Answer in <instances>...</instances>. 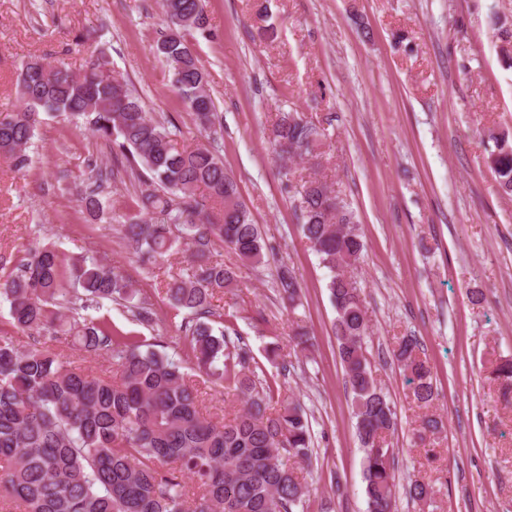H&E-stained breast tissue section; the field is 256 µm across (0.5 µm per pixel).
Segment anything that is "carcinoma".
Masks as SVG:
<instances>
[{
    "mask_svg": "<svg viewBox=\"0 0 512 512\" xmlns=\"http://www.w3.org/2000/svg\"><path fill=\"white\" fill-rule=\"evenodd\" d=\"M166 30L153 53L172 75L187 111L206 137L223 139L204 66L185 32L209 33L203 0H161ZM20 107L0 114V157L22 171L43 114L80 118L109 143L112 166L88 163V185L80 198L100 210V193L123 168L141 183L145 217L122 225L124 238L142 261L155 264L183 243L191 249L189 269L166 283V300L194 353L192 370L227 384L241 404L216 423L198 406L196 380L180 361L139 341H119L105 320L84 317L105 301L130 302L134 290L115 267L94 260L67 262L45 245L22 260L0 282L13 324L25 332L45 326L71 337L88 352L105 351L116 365L107 380L78 370L50 349L20 350L0 340V492L20 512H294L309 486L283 463L281 453L311 464V425L306 413L280 390L250 370L251 356L229 333L212 325V300L237 287L236 268L214 258L218 242L243 266L265 262L268 246L241 197L238 183L206 145L177 149L173 123L155 120L95 48L79 70L30 57L18 67ZM323 131L304 114L282 112L270 129L279 157L305 159L312 176L304 181L295 217L309 247L329 271L336 319L334 335L352 393L358 438L364 452L367 512H393L395 449L387 436L395 412L377 386L365 339L369 321L355 270L364 242L345 196L320 175ZM488 160L499 188L512 195V145L494 134ZM277 288L296 307L299 283L280 268ZM392 357L415 399L428 406L435 388L418 344L402 337ZM495 377L512 389V360H502ZM200 494L189 501L182 477ZM409 497L431 498L432 487L414 480Z\"/></svg>",
    "mask_w": 512,
    "mask_h": 512,
    "instance_id": "obj_1",
    "label": "carcinoma"
}]
</instances>
